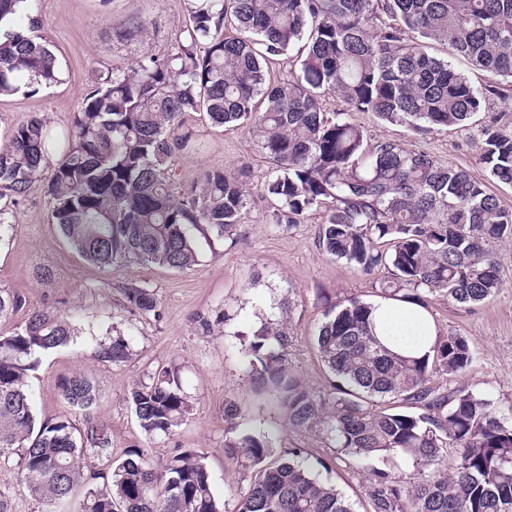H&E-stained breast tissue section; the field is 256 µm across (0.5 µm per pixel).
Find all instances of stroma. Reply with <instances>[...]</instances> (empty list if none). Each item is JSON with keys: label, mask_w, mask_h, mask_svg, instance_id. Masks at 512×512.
<instances>
[{"label": "stroma", "mask_w": 512, "mask_h": 512, "mask_svg": "<svg viewBox=\"0 0 512 512\" xmlns=\"http://www.w3.org/2000/svg\"><path fill=\"white\" fill-rule=\"evenodd\" d=\"M35 12L39 33L56 52L64 80L32 95L0 99V146L32 112L45 114L58 127L70 123L94 75L128 67L146 52L167 51L185 21L183 0H37ZM130 18L144 24L146 33L119 40L115 27ZM354 119L371 140L414 145L441 164L464 168L474 178L488 181L485 166L470 146L477 126H454L420 136L367 112L355 114ZM186 124L194 132L195 148L178 156L177 171L183 179L192 180L210 167L232 173L243 169L250 191L248 212L232 239L198 238L199 258L189 269L134 264L102 271L83 260L58 233L43 182H35L25 198L0 199V206L11 212V226L0 234V287L20 292L29 308L69 314L80 331L76 343L40 357L30 378L35 412L41 419L64 412L59 378L85 374L100 399L89 413L74 412L73 420L81 428L89 422L104 426L112 439L111 456L88 458L89 471H108L112 461L131 448L143 450L158 468L176 449H190L203 457L213 491L226 512H234L252 475L247 461L224 456V405L237 401L245 406L251 427L269 433L276 447L306 450L315 476L341 489L356 512H368L365 489L373 469L407 481L415 474L412 460L379 459L369 469L348 458L334 459L319 436L289 424L272 393L257 390L244 350L253 330L265 320L282 321L290 333V369L312 392H326L330 378L313 345L322 314L328 306L353 297L378 301L385 273L366 275L322 254L317 241L320 215L292 227L270 223L273 200L262 190L269 163L248 128H214L196 113L187 116ZM40 268L51 271L50 282L36 278ZM133 284L153 290L156 316L142 317L125 308L124 290ZM202 311L219 318L205 336L193 321ZM429 311L440 335L463 336L473 352L463 378L439 375L434 385L450 390L465 382L496 407L511 408L512 287L470 310L435 297ZM116 331L128 339L132 351L131 359L119 365L101 361L95 353L96 341ZM159 365L178 370L191 409L173 435L152 441L140 430L128 394L135 382ZM0 494L7 498L9 512L51 508L50 502L29 496L10 463L0 464Z\"/></svg>", "instance_id": "35a3bbf8"}]
</instances>
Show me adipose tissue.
I'll return each instance as SVG.
<instances>
[{
	"label": "adipose tissue",
	"instance_id": "obj_1",
	"mask_svg": "<svg viewBox=\"0 0 512 512\" xmlns=\"http://www.w3.org/2000/svg\"><path fill=\"white\" fill-rule=\"evenodd\" d=\"M377 332L392 348L421 355L437 336L432 316L422 307L405 301L385 300L376 305Z\"/></svg>",
	"mask_w": 512,
	"mask_h": 512
}]
</instances>
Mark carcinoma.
I'll return each mask as SVG.
<instances>
[{"label":"carcinoma","mask_w":512,"mask_h":512,"mask_svg":"<svg viewBox=\"0 0 512 512\" xmlns=\"http://www.w3.org/2000/svg\"><path fill=\"white\" fill-rule=\"evenodd\" d=\"M36 0H0V25L24 15L28 29L0 40V98L34 94L64 73L37 34ZM186 21L171 49L91 80L80 110L62 131L31 112L0 147V188L17 198L52 167L45 195L53 223L81 257L108 271L126 264L184 270L198 262L196 235L224 239L247 214L246 183L222 167L190 184L176 180L177 154L191 144L184 117L206 114L215 128L248 125L271 164L265 183L272 224H299L328 205L318 227L322 253L370 274L388 270L384 293L423 308L433 297L471 307L512 280L495 247L512 239V212L466 170L397 140L373 143L349 119L329 117L334 94L352 112L424 133L465 125L478 114L480 163L512 185V130L495 109L497 86L475 87L432 42L502 80H512V0H184ZM296 52L298 70L281 78L272 64ZM125 305L156 312L153 290L132 285ZM26 312L0 336V461L15 462L35 499L79 512H224L211 475L194 451L180 449L161 468L138 449L110 475L86 473V459L112 454L111 438L71 414L38 420L28 384L37 357L76 336L71 317L27 310L26 298L0 287V321ZM371 304L358 298L324 311L315 331L330 393L308 391L288 367L287 328L267 320L246 357L261 389L275 393L289 423L317 432L336 459L404 456L419 468L403 482L372 470L370 512H512V408L493 407L459 386L443 394L436 373L460 376L473 361L467 340L438 336L429 354L396 352L377 337ZM115 365L130 356L118 334L96 342ZM61 398L88 411L99 392L84 375L58 380ZM139 427L166 438L189 413L174 370L161 366L135 383ZM224 455L255 474L235 512H355L336 487L319 481L301 448L269 461L262 432L245 430V410L224 406ZM454 448L448 462L446 447Z\"/></svg>","instance_id":"carcinoma-1"}]
</instances>
